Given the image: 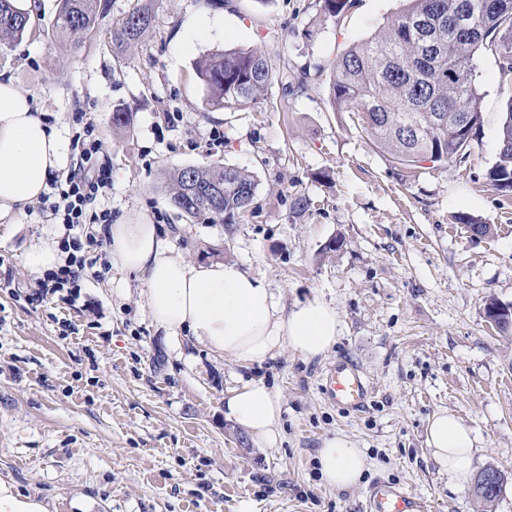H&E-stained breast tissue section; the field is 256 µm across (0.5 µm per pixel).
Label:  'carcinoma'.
Masks as SVG:
<instances>
[{"instance_id": "cac0c4a2", "label": "carcinoma", "mask_w": 512, "mask_h": 512, "mask_svg": "<svg viewBox=\"0 0 512 512\" xmlns=\"http://www.w3.org/2000/svg\"><path fill=\"white\" fill-rule=\"evenodd\" d=\"M407 9L378 35L352 45L333 66L329 104L335 112H350L368 139L400 165L422 161L446 162L469 144L481 121L475 107L472 61L482 49L512 72V0H408ZM111 9V0H60L57 28L76 42L96 33ZM154 12L141 4L112 30V41L129 44L152 27ZM32 25L12 0H0V42L20 38ZM196 75L207 92V104L231 107L253 102L277 78L261 50L229 49L205 56ZM490 184L512 191V95L499 127V152L488 170ZM172 206L212 224L239 223L254 202L257 182L246 169L207 163L174 170L169 175ZM219 185L224 196L214 202L197 193ZM495 298L485 305L502 336H512V316L496 314ZM507 480L489 465L476 476L472 493L482 512L502 493L484 485L486 476Z\"/></svg>"}]
</instances>
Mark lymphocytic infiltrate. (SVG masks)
Returning <instances> with one entry per match:
<instances>
[{"mask_svg":"<svg viewBox=\"0 0 512 512\" xmlns=\"http://www.w3.org/2000/svg\"><path fill=\"white\" fill-rule=\"evenodd\" d=\"M72 121L81 127L73 145L82 163L66 175L64 188L48 197L49 213L64 229L60 247L65 258L56 270L39 278L35 293L39 300L61 291L71 298L79 297L83 273L96 265L95 252L107 241L103 228L112 222L108 211L94 213L89 209L90 204L112 185L111 167L96 161L102 142L95 136L93 125L84 122L82 114L73 115ZM92 224L98 225V232H89L88 227Z\"/></svg>","mask_w":512,"mask_h":512,"instance_id":"lymphocytic-infiltrate-1","label":"lymphocytic infiltrate"}]
</instances>
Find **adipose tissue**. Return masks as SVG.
<instances>
[{"instance_id":"adipose-tissue-1","label":"adipose tissue","mask_w":512,"mask_h":512,"mask_svg":"<svg viewBox=\"0 0 512 512\" xmlns=\"http://www.w3.org/2000/svg\"><path fill=\"white\" fill-rule=\"evenodd\" d=\"M67 159L64 139L43 122L33 97L0 74V211H19L39 199ZM107 236L111 259L146 283L149 316L171 342L187 332L219 354L254 363L285 348L311 360L338 341L339 315L319 299L284 309L263 277L231 263H191L152 224H112ZM282 411L280 396L260 381L243 384L224 399L225 417L263 445L278 442ZM426 433L439 470L457 486L468 484L477 442L473 429L442 411L430 419ZM317 461L324 482L338 490L358 487L368 468L363 451L341 435L323 439Z\"/></svg>"}]
</instances>
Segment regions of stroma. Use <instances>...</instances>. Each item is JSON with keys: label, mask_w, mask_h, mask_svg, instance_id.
<instances>
[{"label": "stroma", "mask_w": 512, "mask_h": 512, "mask_svg": "<svg viewBox=\"0 0 512 512\" xmlns=\"http://www.w3.org/2000/svg\"><path fill=\"white\" fill-rule=\"evenodd\" d=\"M155 22L138 42L112 27L142 2ZM407 0H351L338 17L321 0H112L109 17L78 48L57 33L59 0H33L32 27L0 48V73L32 94L72 149V113L93 123L112 187L96 209L113 222L156 225L192 262L224 261L261 275L286 306L317 298L341 334L306 360L282 349L260 363L187 340L171 351L148 315L146 285L113 266L78 299L32 300L25 264L60 236L41 202L0 217V479L45 498L50 512H362L389 484L429 512H479L450 482L426 442L447 410L474 429L473 467L507 476L495 512H512V338L492 328L485 302L512 303V193L487 172L512 97V74L491 53L474 58L481 124L462 154L407 168L376 149L348 112L332 111L337 58L382 31ZM257 48L280 75L263 100L207 104L195 65L224 49ZM307 72L305 91L284 83ZM133 110L112 127V111ZM224 135L215 143L213 132ZM252 172L258 187L234 231L179 213L168 172L206 162ZM488 225L475 237L465 222ZM337 251H326L330 239ZM357 364L373 390L348 411L321 391L337 360ZM281 397L282 442L244 439L224 397L248 381ZM341 434L370 467L350 491L328 487L316 460Z\"/></svg>", "instance_id": "1"}]
</instances>
